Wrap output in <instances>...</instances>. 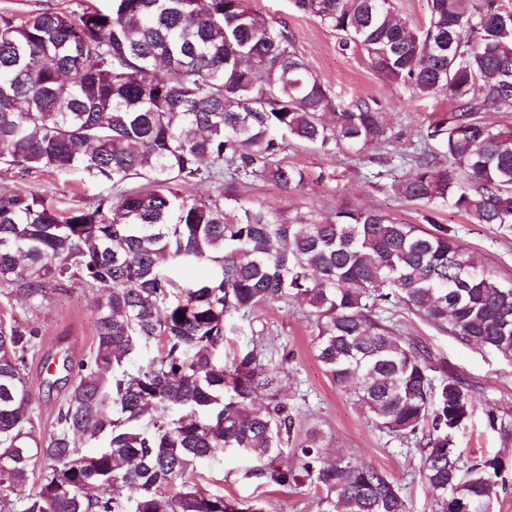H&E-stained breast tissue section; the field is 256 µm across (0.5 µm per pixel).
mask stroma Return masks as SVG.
<instances>
[{
	"mask_svg": "<svg viewBox=\"0 0 512 512\" xmlns=\"http://www.w3.org/2000/svg\"><path fill=\"white\" fill-rule=\"evenodd\" d=\"M251 7L275 29L285 31L299 53L329 88L336 107L355 100H378L395 134L392 145L370 149L363 156L333 157L314 149H297L287 155L291 164L304 169L302 189L286 193L269 181H248L238 187L242 197L272 210L331 212L341 207L373 208L411 224L421 223V213L390 188L365 181L362 172L373 162L398 164L407 152L414 131L435 114L449 112L451 104L439 98H418L411 91L388 84L370 67L365 53L344 48L334 32L314 16L298 11L293 0H250ZM1 191H31L54 201L61 210L93 206L108 187L76 173L41 172L0 174ZM440 223L453 227L461 244L480 255L498 271L512 274V232L476 224L465 215L443 211ZM91 292L79 283H68L48 300L30 304L11 296L10 286L0 282V320H16L37 328V346L28 358V377L37 435L48 436L56 427L58 404L66 392L63 359L80 362L93 348L94 313ZM260 321L270 331L275 347L286 349L288 364L282 388L296 415L298 430L320 428L326 435L328 457L343 452L374 466L401 485L412 512H430L432 494L418 477L419 453L414 445L379 432L367 415L325 376L311 346L309 327L302 313L274 304ZM404 330L422 338L432 353L445 359L476 390L477 404L458 443L464 460L498 459L503 481L497 489L493 512H512V435L501 436L487 424L486 409L495 407L512 415V360L431 330L416 317H403ZM253 464L240 455H218L198 469L211 492L228 499L256 500L265 512H322L318 497L309 487L283 488L260 485L245 478Z\"/></svg>",
	"mask_w": 512,
	"mask_h": 512,
	"instance_id": "35a3bbf8",
	"label": "stroma"
}]
</instances>
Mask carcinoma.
I'll list each match as a JSON object with an SVG mask.
<instances>
[{
	"label": "carcinoma",
	"instance_id": "cac0c4a2",
	"mask_svg": "<svg viewBox=\"0 0 512 512\" xmlns=\"http://www.w3.org/2000/svg\"><path fill=\"white\" fill-rule=\"evenodd\" d=\"M362 50L389 84L444 97L450 114L417 129L410 169L372 172L422 210L269 211L237 195L250 179L294 191L293 146L359 156L390 144L374 99L338 108L329 88L248 0H112L109 10L0 15V171L77 172L111 186L60 212L0 192V280L29 302L72 281L96 293L95 346L44 440L26 380L37 330L0 324V512H261L194 480L219 453L252 456L246 476L306 484L327 512H411L383 471L328 460L323 433L299 436L264 329L225 354L236 321L283 304L303 312L327 378L381 432L420 447L432 512L493 503L496 459L462 465L456 442L470 384L399 314L512 358V277H502L436 213L512 231V7L429 0L413 27L392 0H294ZM208 272L188 286L177 267ZM157 355L142 361L143 352ZM507 436L512 418L491 408ZM129 496H121V490Z\"/></svg>",
	"mask_w": 512,
	"mask_h": 512
}]
</instances>
